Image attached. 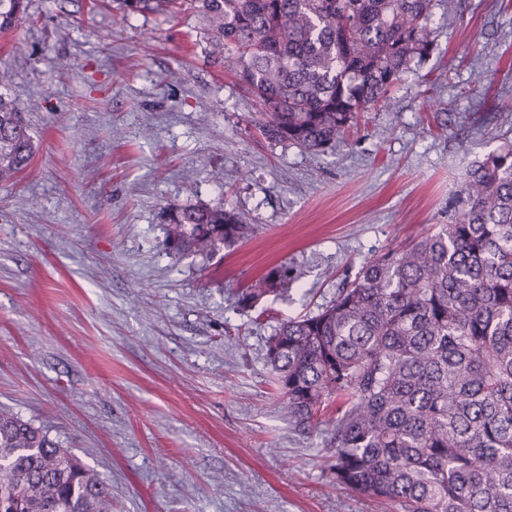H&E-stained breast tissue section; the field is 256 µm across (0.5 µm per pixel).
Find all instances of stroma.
<instances>
[{
  "mask_svg": "<svg viewBox=\"0 0 512 512\" xmlns=\"http://www.w3.org/2000/svg\"><path fill=\"white\" fill-rule=\"evenodd\" d=\"M433 37L310 153L262 134L196 10L28 0L0 33V94L36 146L0 188V405L96 469L112 512H389L333 482L332 419L282 418L266 350L280 320L449 223L472 163L512 142V0L436 8ZM219 201L251 237L210 259L165 247V207ZM280 264L287 292L251 321L237 293Z\"/></svg>",
  "mask_w": 512,
  "mask_h": 512,
  "instance_id": "stroma-1",
  "label": "stroma"
}]
</instances>
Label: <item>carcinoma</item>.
I'll list each match as a JSON object with an SVG mask.
<instances>
[{
  "label": "carcinoma",
  "instance_id": "1",
  "mask_svg": "<svg viewBox=\"0 0 512 512\" xmlns=\"http://www.w3.org/2000/svg\"><path fill=\"white\" fill-rule=\"evenodd\" d=\"M439 0H191L215 48L265 112L269 138L308 152L343 142L433 50ZM123 16L178 0H115ZM25 11L0 0V32ZM35 154L0 95V182ZM165 246L210 257L249 225L224 204L165 208ZM279 265L236 297L243 313L288 283ZM288 422L316 429L336 401V485L396 512H512V144L476 164L454 218L364 265L331 304L281 321L267 342ZM0 512H112L94 468L0 407Z\"/></svg>",
  "mask_w": 512,
  "mask_h": 512
}]
</instances>
